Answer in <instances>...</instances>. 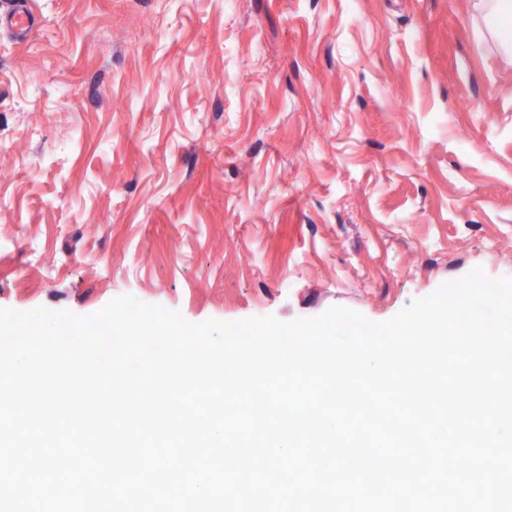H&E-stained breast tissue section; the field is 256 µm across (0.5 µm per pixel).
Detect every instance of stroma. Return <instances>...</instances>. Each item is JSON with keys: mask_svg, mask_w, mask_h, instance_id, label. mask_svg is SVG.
Wrapping results in <instances>:
<instances>
[{"mask_svg": "<svg viewBox=\"0 0 512 512\" xmlns=\"http://www.w3.org/2000/svg\"><path fill=\"white\" fill-rule=\"evenodd\" d=\"M29 3L0 308L383 322L512 268V58L476 0Z\"/></svg>", "mask_w": 512, "mask_h": 512, "instance_id": "stroma-1", "label": "stroma"}]
</instances>
